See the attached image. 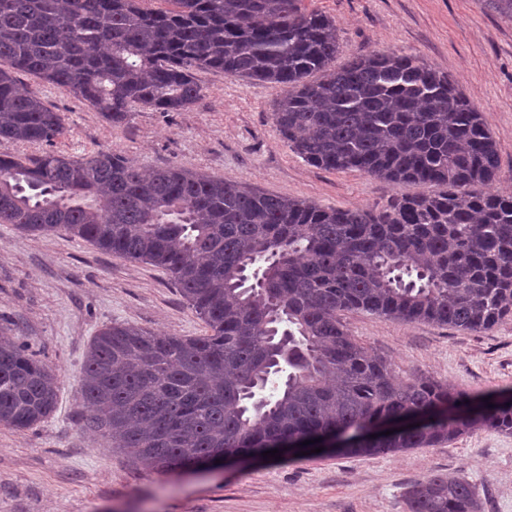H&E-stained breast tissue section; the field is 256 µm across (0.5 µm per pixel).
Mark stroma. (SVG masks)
<instances>
[{
    "label": "stroma",
    "mask_w": 512,
    "mask_h": 512,
    "mask_svg": "<svg viewBox=\"0 0 512 512\" xmlns=\"http://www.w3.org/2000/svg\"><path fill=\"white\" fill-rule=\"evenodd\" d=\"M336 23L337 64L367 51H405L446 72L480 111L498 145L491 192L512 195V14L491 0H303ZM200 100L185 112L130 113L119 125L74 93L19 72L64 118L52 146L4 143L25 159L46 149L107 152L153 169L179 166L324 207L378 209L417 194L357 172L308 165L273 120L279 87L196 71ZM347 327L403 378L426 374L470 394L512 391V320L459 332L350 313ZM130 324L200 336L206 326L162 268L102 252L65 235L0 224V338L38 351L58 377L54 411L37 426H0V512H407L405 495L435 472L473 483L486 512H512V433L481 428L453 442L365 457L285 455L220 473L179 477L152 469L80 425L85 351L98 330Z\"/></svg>",
    "instance_id": "obj_1"
}]
</instances>
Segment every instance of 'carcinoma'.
Returning a JSON list of instances; mask_svg holds the SVG:
<instances>
[{
    "label": "carcinoma",
    "instance_id": "obj_1",
    "mask_svg": "<svg viewBox=\"0 0 512 512\" xmlns=\"http://www.w3.org/2000/svg\"><path fill=\"white\" fill-rule=\"evenodd\" d=\"M0 0V143H52L59 112L13 71L76 94L121 124L139 109L184 112L194 71L280 87L273 122L291 150L427 193L378 211L324 208L167 166L95 152L0 153V224L65 234L166 270L203 336L112 324L92 338L83 425L160 471L383 419L416 429L352 441L339 456L429 448L477 428L512 433V394L475 397L403 379L349 333L364 312L462 332L512 318V196L490 193L500 161L481 113L448 75L403 51L336 66L335 21L302 0ZM57 379L28 345L0 340V425L54 411ZM493 406H487V403ZM408 512H484L469 481L412 484Z\"/></svg>",
    "mask_w": 512,
    "mask_h": 512
}]
</instances>
